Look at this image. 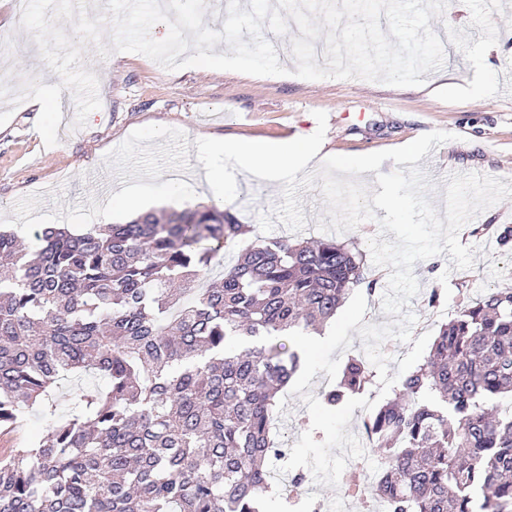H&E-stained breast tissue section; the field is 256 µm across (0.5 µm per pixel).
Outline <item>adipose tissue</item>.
I'll return each instance as SVG.
<instances>
[{"label": "adipose tissue", "mask_w": 512, "mask_h": 512, "mask_svg": "<svg viewBox=\"0 0 512 512\" xmlns=\"http://www.w3.org/2000/svg\"><path fill=\"white\" fill-rule=\"evenodd\" d=\"M207 147L214 160L233 158L251 178L268 182L300 172L317 162L324 143L312 130L273 142L212 139Z\"/></svg>", "instance_id": "ef3b65f1"}]
</instances>
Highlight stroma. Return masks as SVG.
Returning <instances> with one entry per match:
<instances>
[{
	"label": "stroma",
	"mask_w": 512,
	"mask_h": 512,
	"mask_svg": "<svg viewBox=\"0 0 512 512\" xmlns=\"http://www.w3.org/2000/svg\"><path fill=\"white\" fill-rule=\"evenodd\" d=\"M20 19L14 0H0V80L13 89L34 76L58 84ZM430 26L444 45V63L424 73L423 85L405 88L362 79L304 80L295 76L292 59L282 77L202 67L169 71L141 54L103 58L96 44H84L83 65L98 77L101 106L75 127L74 96L62 90L54 147L45 146L35 128L38 102L13 106L0 100V112L11 114L0 126V224L27 247L36 245L47 224L78 231L120 224L127 217L113 210L112 195L125 187L148 200L157 215L200 206L230 212L248 225L249 243L320 239L317 223L325 205L319 188L298 190L307 224L295 232L275 215L283 201L281 184L252 182L226 159L224 197L215 200L194 176L214 165L202 147L205 139L277 140L312 127L331 155L393 149L433 130L453 133L452 141L432 146L419 162L432 183L428 198L440 212L450 175L477 173L512 186V0H455ZM175 172L187 175L177 204L168 185ZM475 224L490 232L475 238L472 225L462 227L475 250L472 268H457L446 252L415 263L420 289L408 306L418 319L413 337L437 334L440 323L429 320L431 307L450 319L462 299L512 286V252H503L493 234L498 225H512V197L477 215ZM464 280L473 283L466 295L458 288ZM435 288L441 294L433 304ZM279 403L277 436L288 450L310 429V417L290 389H283Z\"/></svg>",
	"instance_id": "stroma-1"
}]
</instances>
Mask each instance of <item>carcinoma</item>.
I'll return each instance as SVG.
<instances>
[{
    "label": "carcinoma",
    "instance_id": "1",
    "mask_svg": "<svg viewBox=\"0 0 512 512\" xmlns=\"http://www.w3.org/2000/svg\"><path fill=\"white\" fill-rule=\"evenodd\" d=\"M245 233L197 208L78 234L49 225L31 255L0 230V428L53 418L46 439L0 454V512H260L278 393L301 367L271 338L319 330L378 279L349 243L278 240L247 244L201 287ZM69 375L107 390L73 395L58 418ZM373 377L350 357L325 405ZM364 428L382 512H512V288L462 306Z\"/></svg>",
    "mask_w": 512,
    "mask_h": 512
}]
</instances>
